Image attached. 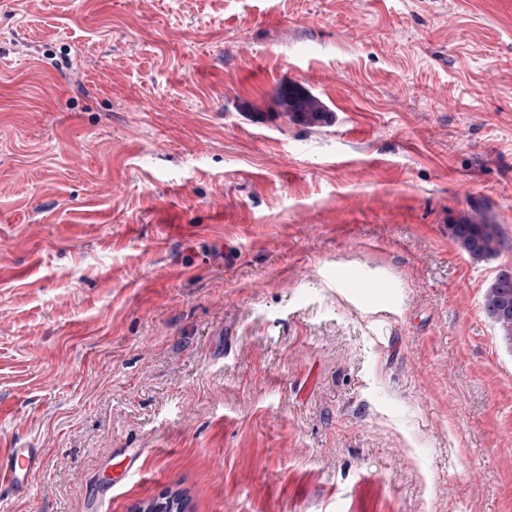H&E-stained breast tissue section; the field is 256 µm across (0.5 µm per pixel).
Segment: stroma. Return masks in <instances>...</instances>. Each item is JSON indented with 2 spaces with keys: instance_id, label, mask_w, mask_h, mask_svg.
<instances>
[{
  "instance_id": "obj_1",
  "label": "stroma",
  "mask_w": 512,
  "mask_h": 512,
  "mask_svg": "<svg viewBox=\"0 0 512 512\" xmlns=\"http://www.w3.org/2000/svg\"><path fill=\"white\" fill-rule=\"evenodd\" d=\"M502 273L512 0H0V512H512ZM279 98L284 113L290 116L294 121L304 123L309 126H322L330 123L333 119L332 112H328L327 106L320 102L315 110H310L314 100L308 95L297 91L293 87L284 85L280 88ZM448 229L453 240L473 259H484L497 254L502 246L498 224L473 215L460 216ZM486 317L498 330L506 345L512 346V276L502 274L487 289L484 299ZM40 464L36 448H10L0 455V491L21 492Z\"/></svg>"
}]
</instances>
